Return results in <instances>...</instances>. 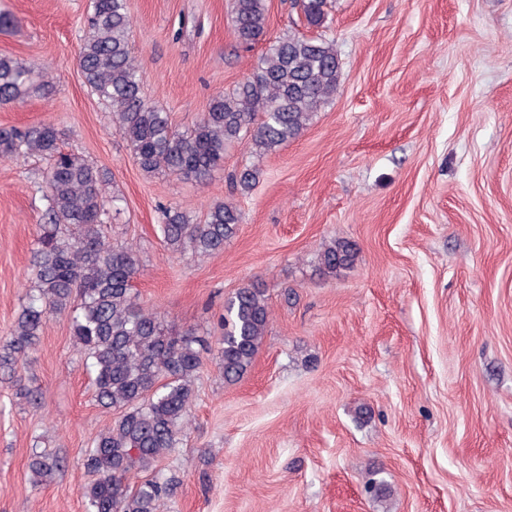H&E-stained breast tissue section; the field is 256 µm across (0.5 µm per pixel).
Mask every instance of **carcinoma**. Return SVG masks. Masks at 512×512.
I'll use <instances>...</instances> for the list:
<instances>
[{"label": "carcinoma", "mask_w": 512, "mask_h": 512, "mask_svg": "<svg viewBox=\"0 0 512 512\" xmlns=\"http://www.w3.org/2000/svg\"><path fill=\"white\" fill-rule=\"evenodd\" d=\"M325 7L326 0H302L308 26H324ZM231 22L238 44L250 48L265 41L268 46L249 75L212 98L200 119L181 130L143 95L142 71L129 49L127 0H92L79 67L143 171L206 184L223 167L228 145L246 139L260 156L275 151L298 138L336 92L341 66L333 41L301 32L269 38L267 0H232ZM45 86L25 62L0 56L1 105L20 102ZM61 137L50 123L0 127L1 158L38 155L49 161L33 253L36 278L13 329L0 341V369H16L51 316L66 317L93 377L94 400L117 413L84 453L92 475L83 490L87 512H157L173 480L154 475L133 486L130 478L154 469L188 425L202 339L192 330L170 334L141 306L132 288L135 251L106 238L105 175L82 156L62 151ZM234 179L248 192L258 171L246 166ZM161 214L164 246L179 253L220 252L241 223L237 207L224 202L210 207L202 224L173 207ZM354 258L350 243L335 240L321 252L320 264L334 273ZM269 323V305L259 287L244 286L224 302L219 354L226 381L239 379L251 366ZM61 467L58 456L45 452L33 454L28 463L36 485L51 482Z\"/></svg>", "instance_id": "carcinoma-1"}]
</instances>
